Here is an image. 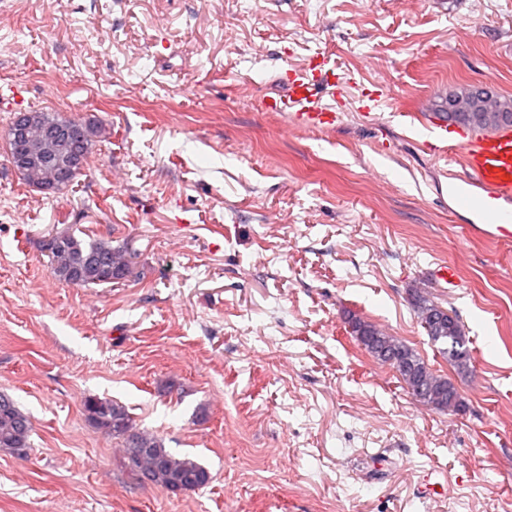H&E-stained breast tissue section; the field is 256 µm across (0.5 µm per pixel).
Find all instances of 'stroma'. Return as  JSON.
<instances>
[{"instance_id": "35a3bbf8", "label": "stroma", "mask_w": 512, "mask_h": 512, "mask_svg": "<svg viewBox=\"0 0 512 512\" xmlns=\"http://www.w3.org/2000/svg\"><path fill=\"white\" fill-rule=\"evenodd\" d=\"M325 59L356 80L333 127L265 110ZM461 84L512 97V0H0V91L107 131L55 195L0 138V394L32 425L0 451V512H512V242L471 233L458 161L400 118ZM60 230L125 246L137 278L59 283ZM416 286L470 339L464 411L413 400L349 333L353 313L448 372ZM90 396L211 483L138 485Z\"/></svg>"}]
</instances>
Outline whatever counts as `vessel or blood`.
<instances>
[{"mask_svg": "<svg viewBox=\"0 0 512 512\" xmlns=\"http://www.w3.org/2000/svg\"><path fill=\"white\" fill-rule=\"evenodd\" d=\"M326 73L317 64L282 75V94L267 97L271 112L290 114L300 125L321 129L336 120L333 107L323 105L317 88ZM434 140L426 149L436 156L460 150L465 175L448 188L455 211L468 216L472 230L500 241L512 240V126L503 125L484 135L435 119L431 124Z\"/></svg>", "mask_w": 512, "mask_h": 512, "instance_id": "obj_1", "label": "vessel or blood"}]
</instances>
